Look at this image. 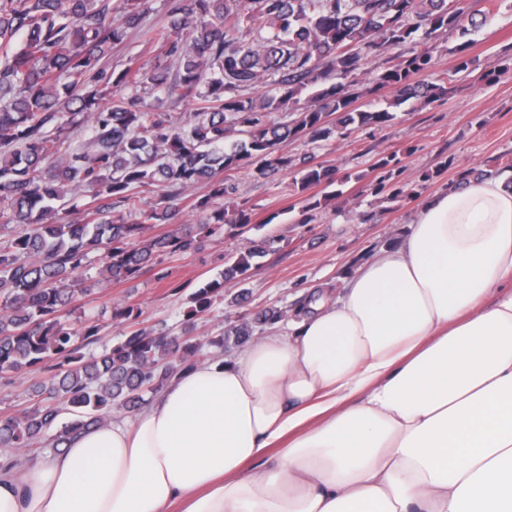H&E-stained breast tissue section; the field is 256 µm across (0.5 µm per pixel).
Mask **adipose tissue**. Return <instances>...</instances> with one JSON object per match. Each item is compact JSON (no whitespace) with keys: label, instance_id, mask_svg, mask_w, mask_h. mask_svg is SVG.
Wrapping results in <instances>:
<instances>
[{"label":"adipose tissue","instance_id":"1","mask_svg":"<svg viewBox=\"0 0 512 512\" xmlns=\"http://www.w3.org/2000/svg\"><path fill=\"white\" fill-rule=\"evenodd\" d=\"M0 512H512V188L428 195L302 318L0 455Z\"/></svg>","mask_w":512,"mask_h":512}]
</instances>
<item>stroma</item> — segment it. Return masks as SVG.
Returning <instances> with one entry per match:
<instances>
[{
    "label": "stroma",
    "mask_w": 512,
    "mask_h": 512,
    "mask_svg": "<svg viewBox=\"0 0 512 512\" xmlns=\"http://www.w3.org/2000/svg\"><path fill=\"white\" fill-rule=\"evenodd\" d=\"M467 54L474 64L457 75L446 99L403 107L384 130L364 129L331 142L304 138L282 144V152L312 157L346 178L338 197L331 188L317 187L324 203L311 223L299 221L302 195L293 172L270 179L255 177L249 168L229 173L236 202L251 213L248 227L216 232L198 252L159 256L156 271L96 289L82 299L81 311L67 316V324L76 328L84 316H92L102 343L113 345L127 326L113 320L112 309L131 305L140 311L143 327L161 326L173 336L190 333L200 345L198 358L205 359L215 353L211 338L242 318L272 306L293 314L306 302L309 287L337 289L341 277L401 234L427 195L447 189L460 171L512 157V10L501 8L474 35ZM388 155L398 159L391 180L404 194L397 199L370 190L382 174L380 159ZM364 213L369 216L365 222L360 219ZM266 236L274 243L266 256L253 260L244 283L225 284L224 299L209 315L188 318L189 295L221 278L230 257ZM243 288L246 301L230 303ZM42 378L35 369L0 372V417L28 409L34 402L30 387Z\"/></svg>",
    "instance_id": "obj_1"
}]
</instances>
